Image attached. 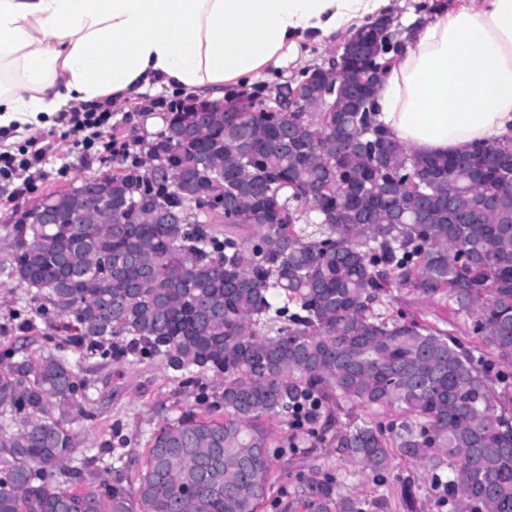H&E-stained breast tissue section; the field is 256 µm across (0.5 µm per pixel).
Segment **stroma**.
<instances>
[{"label": "stroma", "mask_w": 512, "mask_h": 512, "mask_svg": "<svg viewBox=\"0 0 512 512\" xmlns=\"http://www.w3.org/2000/svg\"><path fill=\"white\" fill-rule=\"evenodd\" d=\"M176 97L169 89H154L136 95L126 106L112 110L113 134L130 150L141 151L161 133L166 125L167 105ZM114 167L110 153L102 147L83 153L69 141L59 139L54 152L45 163L31 169V192L16 195L11 186L0 184V226L6 224L15 209H28L43 196L79 185L81 179L111 172ZM392 310L406 316L426 317L440 327L450 328L463 344H477L473 324L452 320L447 299H428L413 292L398 293ZM0 353L18 348L36 356L45 348L46 319L34 311L24 289L0 286ZM63 354L86 385L89 417H77L72 430L79 445L73 452L77 466L86 474L113 478L111 465L115 453H122V466L128 475H135L144 464L154 433L164 422L174 419L183 410L203 407L205 399H217L220 389L215 380H206L204 387L183 381L177 372L161 362L101 358L73 345H66ZM335 474L341 490L371 500L385 497L387 512H405L401 496V480L413 477L418 501L425 512H444L437 506L438 491L430 474L412 467L402 458H395L384 483L354 473L331 448L318 446L308 456L289 465L287 470L274 471L271 481L275 492L297 493L300 481L314 474Z\"/></svg>", "instance_id": "stroma-1"}]
</instances>
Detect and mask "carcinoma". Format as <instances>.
<instances>
[{
  "label": "carcinoma",
  "mask_w": 512,
  "mask_h": 512,
  "mask_svg": "<svg viewBox=\"0 0 512 512\" xmlns=\"http://www.w3.org/2000/svg\"><path fill=\"white\" fill-rule=\"evenodd\" d=\"M337 81L341 111L266 112L265 89L229 90L202 123L193 97L170 106L140 154L83 191L109 192L108 232L76 224L69 193L44 197L54 223L4 227L0 283L24 288L46 340L103 358L157 359L188 383L210 373L212 410L182 412L154 433L135 481L86 480L71 465L84 383L51 351L0 360V512H260L278 465L317 436L384 481L399 455L431 473L437 504L512 512V144L419 156L388 139L377 94L353 102L349 71L384 72L398 52L382 18ZM167 153L172 180L214 195L210 212L148 174ZM224 159V174L202 169ZM316 221H309L308 212ZM448 298L474 319L489 358L449 330L380 312L396 291ZM328 409L320 422L322 409ZM397 409L387 429L335 427V414ZM292 433L272 446L266 421ZM448 467L453 476L442 479ZM302 512H370L381 500L308 477Z\"/></svg>",
  "instance_id": "1"
}]
</instances>
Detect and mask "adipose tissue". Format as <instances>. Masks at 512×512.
I'll return each mask as SVG.
<instances>
[{"label": "adipose tissue", "mask_w": 512, "mask_h": 512, "mask_svg": "<svg viewBox=\"0 0 512 512\" xmlns=\"http://www.w3.org/2000/svg\"><path fill=\"white\" fill-rule=\"evenodd\" d=\"M390 0H0V128L165 87L217 103ZM419 155L512 140V0H451L392 55L377 95Z\"/></svg>", "instance_id": "1"}]
</instances>
